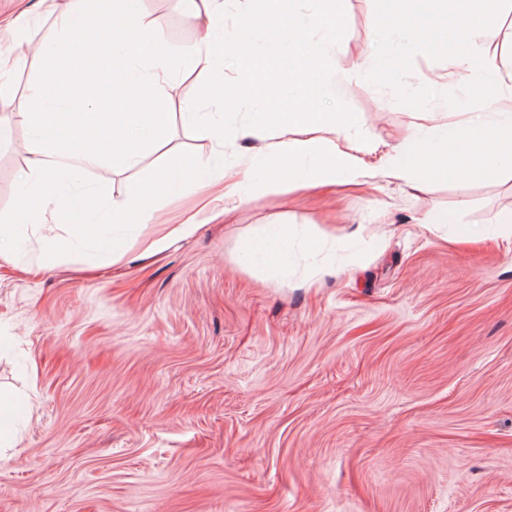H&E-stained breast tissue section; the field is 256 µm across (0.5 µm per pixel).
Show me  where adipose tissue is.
I'll return each instance as SVG.
<instances>
[{
	"label": "adipose tissue",
	"instance_id": "adipose-tissue-1",
	"mask_svg": "<svg viewBox=\"0 0 512 512\" xmlns=\"http://www.w3.org/2000/svg\"><path fill=\"white\" fill-rule=\"evenodd\" d=\"M286 0H265L262 12L240 14L234 36L226 34L225 0H202L203 33L191 52L204 83L223 86L227 66H234L241 94L257 98L277 87L296 97L297 105L278 124L266 146V173L254 180L250 171L224 180V143L238 130L226 127L210 113L188 108L183 119L199 137L211 140L209 155L191 162H173L158 170L150 185L132 181L121 199L109 200L92 192L94 206L71 186L90 165L129 170L143 155L167 137V115L162 102L173 74L170 49L141 10L140 0H65L56 13V33L41 42L42 72L32 81L14 119L0 118V142L11 135L12 120L28 125L31 157L19 184L27 203L10 223L0 225V262H13L21 227L39 229L56 221L54 233L44 235L46 252L59 243L81 242L87 225L102 222L112 228L152 223L160 199L179 196L184 177L198 190L218 189L226 205L244 203L252 195L280 182L305 186L329 185L360 175L351 131L354 116L334 120L314 111L315 102L335 97L352 78L351 73L329 66L328 50L336 37L340 0H308L310 13H295L276 41L289 59L287 70L268 68L247 49L244 31L266 25ZM424 15L413 14L403 30L394 32L392 56L379 66L386 74L402 69L412 46L433 53L419 38ZM323 29L326 40L311 41L310 29ZM418 36L407 42L406 33ZM446 43L454 50V63L466 70L472 93L489 84L499 89L486 109L452 123L447 113L437 122L445 130L440 147L460 180L512 166V31L487 24L469 10L466 0H448ZM112 89V109L95 111L101 90ZM421 132H412L377 171V178L419 185L429 172L422 158L432 154Z\"/></svg>",
	"mask_w": 512,
	"mask_h": 512
}]
</instances>
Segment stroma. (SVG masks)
<instances>
[{"label":"stroma","instance_id":"obj_1","mask_svg":"<svg viewBox=\"0 0 512 512\" xmlns=\"http://www.w3.org/2000/svg\"><path fill=\"white\" fill-rule=\"evenodd\" d=\"M192 5L140 2L172 49L166 145L124 173L88 168L84 184L118 197L171 156L209 154L181 119L190 104L236 127L288 112L276 91L240 101L232 73L203 85ZM415 11L448 26L444 0H344L331 55L354 78L317 109L357 117L367 178L254 195L139 260L143 238L197 203L188 181L127 237L124 265L89 242L41 268L37 233L0 264V391L16 414L0 512H512V234L494 225L512 212V178L437 174L416 190L372 176L417 116L498 95L435 83L445 53L375 74L392 51L384 31ZM17 18L22 44L0 39L8 102L42 66L27 45L54 34L49 0H0V21ZM29 150V128L13 124L0 224L25 205ZM281 226L290 249L271 268L250 244Z\"/></svg>","mask_w":512,"mask_h":512}]
</instances>
